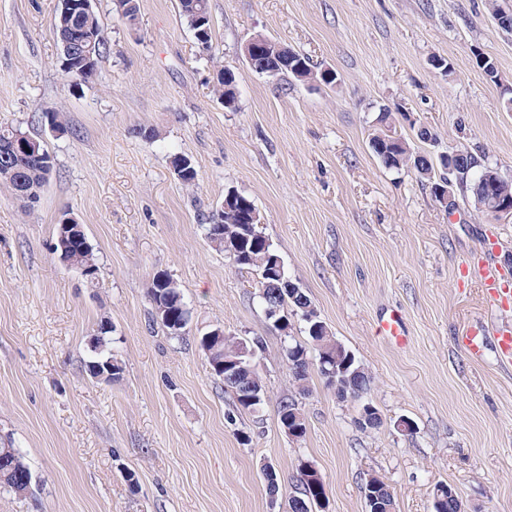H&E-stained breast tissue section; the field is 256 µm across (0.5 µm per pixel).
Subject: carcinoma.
<instances>
[{
    "label": "carcinoma",
    "mask_w": 512,
    "mask_h": 512,
    "mask_svg": "<svg viewBox=\"0 0 512 512\" xmlns=\"http://www.w3.org/2000/svg\"><path fill=\"white\" fill-rule=\"evenodd\" d=\"M119 8L122 12L119 16L130 25L136 24L139 5L138 0H119ZM179 13L186 20L190 27H196L199 19H205L204 26L211 27V13L209 0H179ZM54 33L57 41L64 45L71 43L67 51V58L70 59L73 76L83 81L93 79L97 74L98 63L89 64L84 56L81 39L85 34H93L98 37L93 45L96 58L103 56L106 50V40L103 37V29L96 13L92 10L78 9L73 13H66L63 7H58L54 22ZM213 68L217 69L216 78L213 79V90L218 99L224 103L229 110L236 109L237 88L235 74L230 70L216 63ZM291 76L299 81H310L317 79L326 85L336 82V77L324 79L316 66L311 64L310 59L304 54L293 51L291 62L283 67L275 78ZM372 153L380 160L383 166L389 170L401 171L410 167L416 171L420 178L432 185V189L453 183L454 193L452 201L446 205V209L452 212L459 206V197L469 196L477 199V183L484 172L491 169L489 165H480L478 156L468 152H459L451 157L438 156L432 158L424 153L415 152L410 144L401 138H381L375 136L369 141ZM43 157L35 158L29 156L20 160L15 170L21 175L22 182H17L15 177L6 173L0 168V181L7 184L17 198L27 195L25 201H33L38 197L41 188L49 181L54 169L55 158L48 150L42 151ZM256 210L254 202L247 196L240 194L235 203L224 204V211L213 212L204 225L205 236L214 249L233 254L239 258L238 267L241 269L255 270L261 272L266 269L271 257L277 255V251L259 227L249 224L251 213ZM80 240L74 242L73 251L67 255V259L74 265H87L95 263L93 253L84 247L86 239L85 231L78 232ZM288 283L275 281V286H264L258 283V297L263 307L273 302L283 310H294L301 305L309 306L311 299L305 292L294 296L287 291ZM172 293H180L179 287L171 286V277L161 279L153 277L147 287L149 301L154 303L157 298ZM308 336L309 345L300 342L289 344L285 348V357L288 361L289 370L294 381L298 384L301 394L309 392L307 386L310 355L309 350L316 352V367L319 374L325 379L326 385L333 390L336 399L347 400L344 392L337 388L336 384L328 379V371L336 367V361H344L348 349L337 348V340L331 330L324 322L317 325L310 323L304 327ZM206 357L212 373L222 379L224 378V360L236 357L237 344L231 336H208ZM111 341L107 338V331H99L95 336L94 350L92 355L85 362L90 366L95 362L112 360V368L116 374L115 381L123 377V364L113 358ZM265 387V383L259 369L246 370L239 379V383L224 382V388L231 392L234 398L235 407L238 410L254 412L257 404L245 400L244 387ZM280 420L291 419V427L294 428L293 436L300 439L307 431L306 418L299 406L298 401L291 398L283 402L280 407ZM25 463L21 452L16 448H4L0 446V489L14 496L26 497L32 494V487L16 482L13 478L14 466ZM301 495L295 497L298 508L293 512H310L312 506L316 505V499L321 490L312 485L308 479H300ZM367 499V512H394L396 502L393 493L386 485L380 486L375 491V501ZM433 512H458L456 499L448 496V486L437 487L432 503Z\"/></svg>",
    "instance_id": "carcinoma-1"
}]
</instances>
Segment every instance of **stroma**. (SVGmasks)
<instances>
[{"label":"stroma","instance_id":"stroma-1","mask_svg":"<svg viewBox=\"0 0 512 512\" xmlns=\"http://www.w3.org/2000/svg\"><path fill=\"white\" fill-rule=\"evenodd\" d=\"M490 1L210 0L205 54L178 0H139L133 27L113 0H92L108 51L84 82L61 66L58 0H0V124L56 159L31 208L0 183V441L36 479L27 497L0 493V512H288L304 464L327 486V512H366L371 474L396 512H432L440 484L463 512H512V368L490 350L467 354L462 338L487 312L457 284L488 237L512 272V219L469 199L447 213L368 147L386 106L416 151L480 153L512 180V33ZM256 34L333 69L336 83L253 72L241 47ZM209 54L237 75L235 110L213 93ZM57 110L68 133L50 123ZM423 127L431 141L418 140ZM176 155L194 162L196 187L178 180ZM230 188L255 202L289 277L371 376L380 427L361 430L355 403L318 372L298 395L256 275L204 238ZM66 215L84 227L93 276L53 251ZM160 272L190 312L177 338L152 321L146 289ZM390 310L405 319L404 345L378 330ZM103 324L124 367L116 383L85 371ZM218 325L263 339L268 397L256 413L234 408L199 347ZM293 395L307 421L299 440L279 421ZM401 417L413 434L395 428Z\"/></svg>","mask_w":512,"mask_h":512}]
</instances>
